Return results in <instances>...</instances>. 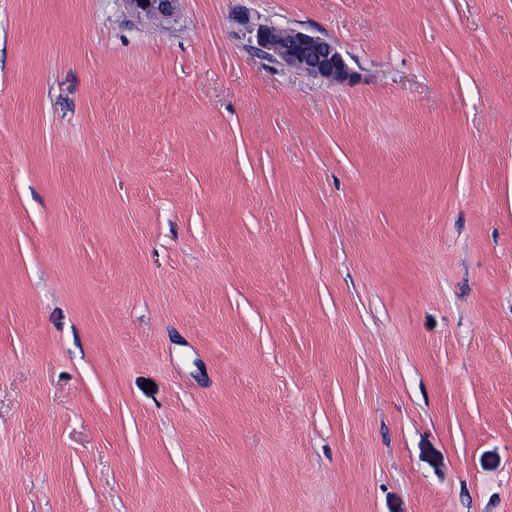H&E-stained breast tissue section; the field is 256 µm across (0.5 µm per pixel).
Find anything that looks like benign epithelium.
<instances>
[{"label": "benign epithelium", "mask_w": 512, "mask_h": 512, "mask_svg": "<svg viewBox=\"0 0 512 512\" xmlns=\"http://www.w3.org/2000/svg\"><path fill=\"white\" fill-rule=\"evenodd\" d=\"M137 11L149 18L168 17L179 0H127ZM258 43L286 67L330 83H341L351 71L337 44L327 38L303 32L291 26L256 23L249 28Z\"/></svg>", "instance_id": "1"}]
</instances>
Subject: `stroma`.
Masks as SVG:
<instances>
[{
  "instance_id": "35a3bbf8",
  "label": "stroma",
  "mask_w": 512,
  "mask_h": 512,
  "mask_svg": "<svg viewBox=\"0 0 512 512\" xmlns=\"http://www.w3.org/2000/svg\"><path fill=\"white\" fill-rule=\"evenodd\" d=\"M0 512H512V0H0ZM180 0H127V2L137 11L149 18L168 17L172 15L178 7ZM258 43L286 67L330 83H341L351 71L337 44L291 26L256 23L248 29Z\"/></svg>"
}]
</instances>
